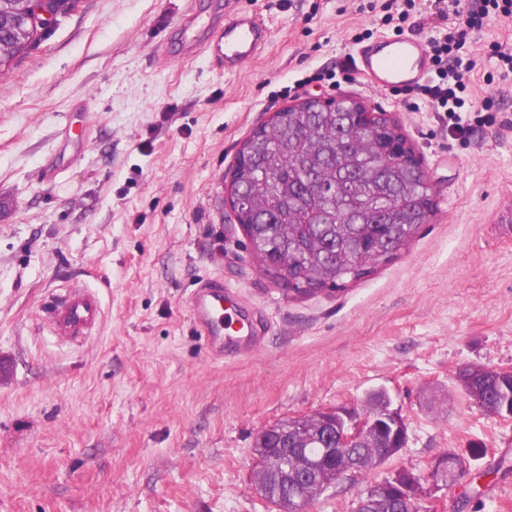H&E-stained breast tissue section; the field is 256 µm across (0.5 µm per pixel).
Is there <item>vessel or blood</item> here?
Instances as JSON below:
<instances>
[{
  "mask_svg": "<svg viewBox=\"0 0 512 512\" xmlns=\"http://www.w3.org/2000/svg\"><path fill=\"white\" fill-rule=\"evenodd\" d=\"M193 13L183 15L182 37L202 46L212 62L224 71L233 72L255 60L269 39V31L258 17L244 11L233 15L223 29L203 34L196 31ZM359 73L380 89L416 85L429 73L431 59L426 44L414 37L387 40L360 49L357 54ZM190 306L194 318L209 343L220 346L223 337L250 341L251 332L242 312L226 305L224 285L208 280L194 293ZM48 313L53 327L61 336H85L102 321L101 303L95 293L72 290L50 302Z\"/></svg>",
  "mask_w": 512,
  "mask_h": 512,
  "instance_id": "obj_1",
  "label": "vessel or blood"
}]
</instances>
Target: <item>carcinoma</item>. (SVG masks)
I'll list each match as a JSON object with an SVG mask.
<instances>
[{"instance_id":"obj_1","label":"carcinoma","mask_w":512,"mask_h":512,"mask_svg":"<svg viewBox=\"0 0 512 512\" xmlns=\"http://www.w3.org/2000/svg\"><path fill=\"white\" fill-rule=\"evenodd\" d=\"M24 0H0V69L23 57L42 32L23 15ZM302 104L284 107L275 120L255 128L242 143L248 163L236 168L239 188L252 199L249 211L254 233L253 254L263 270L284 257L288 275L298 284L339 291L389 263L428 222L432 212L429 188L414 154L386 158L379 151L386 128L366 126L354 131L349 148L340 146L341 133L353 126L352 106ZM462 390L480 409L502 416L512 410V377L486 367L459 373ZM358 413L318 412L281 423L290 448L317 457L330 447L324 433L341 430L346 418ZM405 424L383 422L373 435L386 448H398ZM336 467L321 470L308 481L313 498L336 482ZM277 463L266 461L260 471L270 498L281 512H296L276 478Z\"/></svg>"}]
</instances>
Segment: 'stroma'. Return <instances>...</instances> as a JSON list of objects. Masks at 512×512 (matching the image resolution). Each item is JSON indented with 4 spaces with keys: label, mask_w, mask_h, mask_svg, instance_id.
Masks as SVG:
<instances>
[{
    "label": "stroma",
    "mask_w": 512,
    "mask_h": 512,
    "mask_svg": "<svg viewBox=\"0 0 512 512\" xmlns=\"http://www.w3.org/2000/svg\"><path fill=\"white\" fill-rule=\"evenodd\" d=\"M80 0L0 75V512H269L257 435L386 389L407 445L343 474L307 512L444 452L465 464L444 512H512V419L478 410L460 370L512 367V15L473 34L466 137L414 93L378 90L359 47L446 23L415 0ZM271 32L239 71L187 49L185 8ZM352 97L394 116L431 184L428 224L389 263L338 292L267 277L228 201L238 151L303 97ZM219 279L253 316L254 350L216 354L190 298ZM98 294L103 321L72 340L44 307Z\"/></svg>",
    "instance_id": "1"
}]
</instances>
